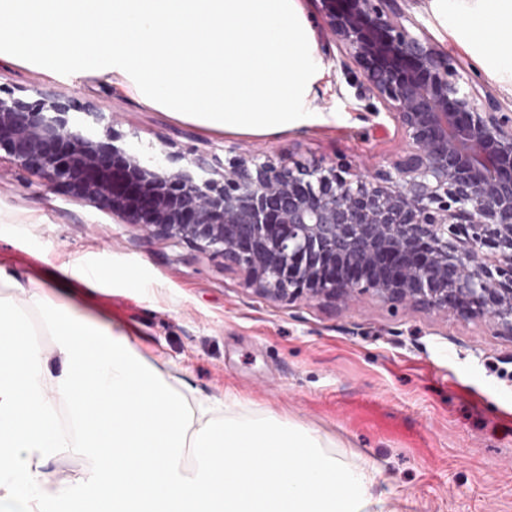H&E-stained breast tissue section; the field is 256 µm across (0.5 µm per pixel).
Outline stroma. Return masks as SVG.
I'll return each instance as SVG.
<instances>
[{
    "mask_svg": "<svg viewBox=\"0 0 512 512\" xmlns=\"http://www.w3.org/2000/svg\"><path fill=\"white\" fill-rule=\"evenodd\" d=\"M407 13L426 34L501 97L512 88L489 78L472 48L455 40L431 0ZM325 76L315 109L277 134L212 130L139 104L103 80L52 76L0 60V91L25 95L33 83L117 114L123 142L147 157L163 144L221 160L262 153L275 161L343 160L387 166L400 146L394 123L376 131L366 101L339 62L335 44L314 34ZM81 259L110 280L63 289L61 264ZM0 267L22 287L10 291L46 350L54 337L26 288H45L76 310L125 332L136 353L178 378L188 397L231 396L235 415H274L318 430L347 459H373L396 512H512V338L494 321L393 307L366 295L347 309L305 300L273 302L238 268L188 244L119 223L66 189L44 190L0 157Z\"/></svg>",
    "mask_w": 512,
    "mask_h": 512,
    "instance_id": "35a3bbf8",
    "label": "stroma"
}]
</instances>
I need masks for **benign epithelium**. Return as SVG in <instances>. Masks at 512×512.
I'll use <instances>...</instances> for the list:
<instances>
[{
	"label": "benign epithelium",
	"mask_w": 512,
	"mask_h": 512,
	"mask_svg": "<svg viewBox=\"0 0 512 512\" xmlns=\"http://www.w3.org/2000/svg\"><path fill=\"white\" fill-rule=\"evenodd\" d=\"M320 32L359 71L402 135L388 166L278 165L185 155L144 159L116 144L114 117L38 85L0 96V151L51 190L244 270L273 301L345 308L359 297L490 319L512 336V108L462 81L407 15V0H316Z\"/></svg>",
	"instance_id": "benign-epithelium-1"
}]
</instances>
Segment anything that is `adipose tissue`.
I'll return each instance as SVG.
<instances>
[{"label": "adipose tissue", "instance_id": "obj_1", "mask_svg": "<svg viewBox=\"0 0 512 512\" xmlns=\"http://www.w3.org/2000/svg\"><path fill=\"white\" fill-rule=\"evenodd\" d=\"M453 33L512 84V0H432ZM0 269V512H394L381 471L346 460L316 431L269 417L214 416L141 363L129 339L42 289L46 352L7 302ZM71 452L90 464L69 480L47 470Z\"/></svg>", "mask_w": 512, "mask_h": 512}]
</instances>
